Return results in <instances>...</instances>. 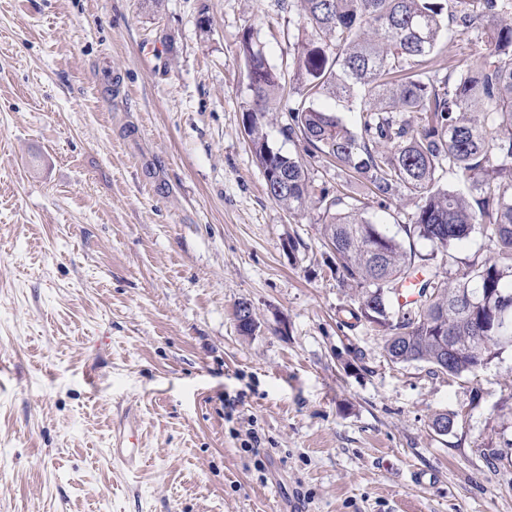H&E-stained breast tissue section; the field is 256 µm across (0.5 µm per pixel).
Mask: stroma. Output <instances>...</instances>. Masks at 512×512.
<instances>
[{
    "label": "stroma",
    "mask_w": 512,
    "mask_h": 512,
    "mask_svg": "<svg viewBox=\"0 0 512 512\" xmlns=\"http://www.w3.org/2000/svg\"><path fill=\"white\" fill-rule=\"evenodd\" d=\"M248 26L291 64L289 0H0V512H512V345L453 376L346 326L244 132ZM114 447L112 448V457L123 464L127 470L137 471L140 468L142 458L139 450L134 446L132 434L127 436L123 434L122 439L120 438L119 442L114 444Z\"/></svg>",
    "instance_id": "obj_1"
}]
</instances>
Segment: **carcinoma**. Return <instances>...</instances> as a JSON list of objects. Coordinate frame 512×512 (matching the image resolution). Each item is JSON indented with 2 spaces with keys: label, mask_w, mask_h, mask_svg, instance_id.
<instances>
[{
  "label": "carcinoma",
  "mask_w": 512,
  "mask_h": 512,
  "mask_svg": "<svg viewBox=\"0 0 512 512\" xmlns=\"http://www.w3.org/2000/svg\"><path fill=\"white\" fill-rule=\"evenodd\" d=\"M298 2L309 37L290 73L270 65L252 28L239 41L257 75L244 129L266 194L293 218L320 211L328 267L357 291L348 314L378 328L389 358L471 372L512 344V0ZM453 25L480 34L482 51L463 72L440 74L433 59ZM285 79L298 99L282 133L365 184L368 197L314 193L306 165L269 145ZM324 97L355 102L358 129L319 105ZM445 172L458 187L442 183ZM400 196L414 206L404 241L363 217ZM476 227L492 255L453 281L444 274L451 249ZM402 288L418 293L408 308L397 303Z\"/></svg>",
  "instance_id": "obj_1"
}]
</instances>
